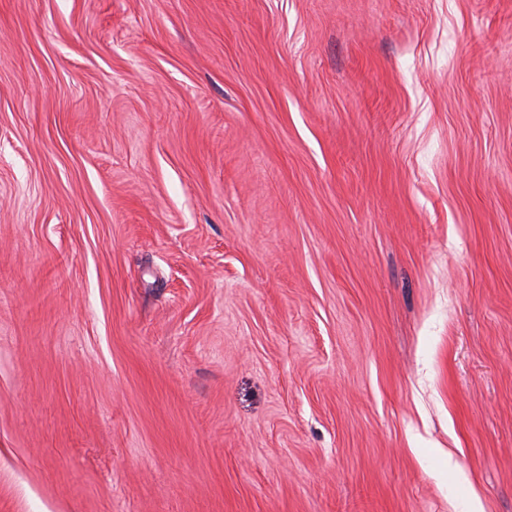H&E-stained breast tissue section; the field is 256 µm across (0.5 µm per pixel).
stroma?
Wrapping results in <instances>:
<instances>
[{"mask_svg": "<svg viewBox=\"0 0 512 512\" xmlns=\"http://www.w3.org/2000/svg\"><path fill=\"white\" fill-rule=\"evenodd\" d=\"M512 512V0H0V512Z\"/></svg>", "mask_w": 512, "mask_h": 512, "instance_id": "stroma-1", "label": "stroma"}]
</instances>
